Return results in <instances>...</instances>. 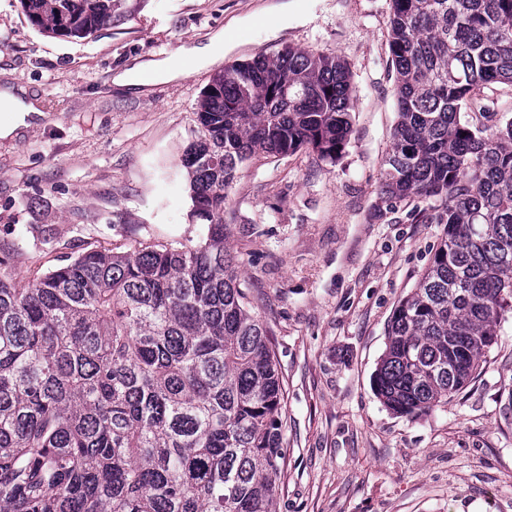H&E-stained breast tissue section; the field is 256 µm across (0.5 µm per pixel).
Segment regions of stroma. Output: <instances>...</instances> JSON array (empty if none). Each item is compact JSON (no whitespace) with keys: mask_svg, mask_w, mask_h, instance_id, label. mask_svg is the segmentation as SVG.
Listing matches in <instances>:
<instances>
[{"mask_svg":"<svg viewBox=\"0 0 512 512\" xmlns=\"http://www.w3.org/2000/svg\"><path fill=\"white\" fill-rule=\"evenodd\" d=\"M122 0L87 38L52 37L20 0H0V88L27 87L44 116L0 137V254L19 285L90 250L192 245L181 159L196 112L225 65L284 48L341 58L356 89L353 132L336 161L309 150L260 154L228 191L224 243L248 307L270 331L286 399L276 512H512V308L474 379L416 419L390 412L372 378L387 324L443 231L411 201L379 194L396 120L390 0ZM236 46L178 83L115 87L139 61L206 44Z\"/></svg>","mask_w":512,"mask_h":512,"instance_id":"obj_1","label":"stroma"}]
</instances>
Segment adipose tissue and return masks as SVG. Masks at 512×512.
<instances>
[{
	"label": "adipose tissue",
	"instance_id": "adipose-tissue-1",
	"mask_svg": "<svg viewBox=\"0 0 512 512\" xmlns=\"http://www.w3.org/2000/svg\"><path fill=\"white\" fill-rule=\"evenodd\" d=\"M232 45V38L220 31L214 34L206 44L181 47L175 57L136 63L116 73L112 82L118 87L140 89L159 81L174 83L186 75L189 67L208 65L215 57L223 55ZM0 105L13 115L10 122L0 127V135L4 137L24 126L28 116L41 112L38 101L28 97L26 89L21 86L1 89Z\"/></svg>",
	"mask_w": 512,
	"mask_h": 512
}]
</instances>
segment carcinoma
<instances>
[{
  "mask_svg": "<svg viewBox=\"0 0 512 512\" xmlns=\"http://www.w3.org/2000/svg\"><path fill=\"white\" fill-rule=\"evenodd\" d=\"M86 38L121 0H21ZM397 121L381 192L444 225L396 305L373 389L417 418L458 393L512 299V0H392ZM347 66L286 48L203 91L185 151L194 246L87 251L24 286L0 259V512H275L283 382L224 246L225 201L258 153L333 161L351 132Z\"/></svg>",
  "mask_w": 512,
  "mask_h": 512,
  "instance_id": "obj_1",
  "label": "carcinoma"
}]
</instances>
